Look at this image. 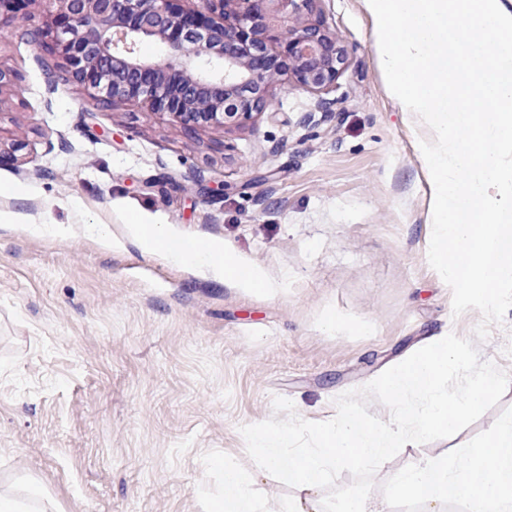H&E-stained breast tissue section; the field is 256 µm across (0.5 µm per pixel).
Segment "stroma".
<instances>
[{"label": "stroma", "mask_w": 512, "mask_h": 512, "mask_svg": "<svg viewBox=\"0 0 512 512\" xmlns=\"http://www.w3.org/2000/svg\"><path fill=\"white\" fill-rule=\"evenodd\" d=\"M46 9L30 0L26 21L0 20V211L19 216L0 224V492L26 476L57 512H207L227 455L277 512L291 489L258 476L239 432L272 418L274 397L329 420L337 396L451 332L512 375V309L475 340L481 314L453 316L428 263V131L390 94L360 0L315 3L348 50L335 115L280 81L278 112L193 133L138 104L97 107L75 84L48 92ZM131 211L223 241L275 292L144 255L120 221ZM511 407L512 387L455 435L401 449L372 498Z\"/></svg>", "instance_id": "1"}]
</instances>
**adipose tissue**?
I'll return each mask as SVG.
<instances>
[{"mask_svg": "<svg viewBox=\"0 0 512 512\" xmlns=\"http://www.w3.org/2000/svg\"><path fill=\"white\" fill-rule=\"evenodd\" d=\"M122 222L128 236L145 254L206 269L214 278L242 288L266 292L272 289L262 270L243 263L221 241L195 240L190 251H175L166 247L172 238L166 225L149 223L135 213L124 215ZM216 465L224 472V488L212 495L209 512H263L262 502L243 478L236 461L227 457L217 460Z\"/></svg>", "mask_w": 512, "mask_h": 512, "instance_id": "ef3b65f1", "label": "adipose tissue"}]
</instances>
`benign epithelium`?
<instances>
[{
  "mask_svg": "<svg viewBox=\"0 0 512 512\" xmlns=\"http://www.w3.org/2000/svg\"><path fill=\"white\" fill-rule=\"evenodd\" d=\"M45 78L51 91L75 83L100 104H143L186 131L238 126L277 111L272 84L284 77L325 97L348 53L324 20L308 19L316 0H47ZM302 22L283 28L270 5ZM163 45L162 57L141 53Z\"/></svg>",
  "mask_w": 512,
  "mask_h": 512,
  "instance_id": "7a95c632",
  "label": "benign epithelium"
}]
</instances>
